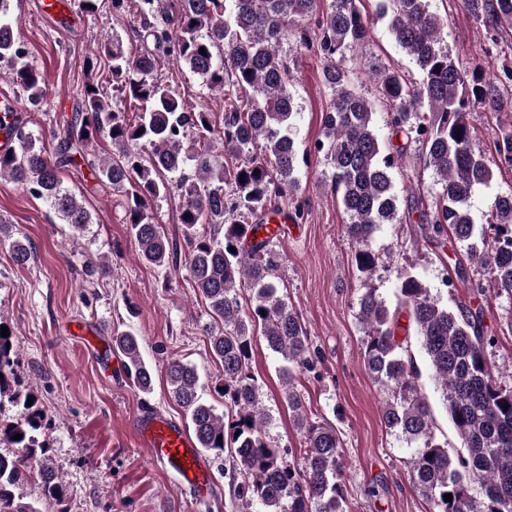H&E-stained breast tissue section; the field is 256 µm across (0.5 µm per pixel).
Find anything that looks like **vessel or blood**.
I'll list each match as a JSON object with an SVG mask.
<instances>
[{
  "label": "vessel or blood",
  "mask_w": 512,
  "mask_h": 512,
  "mask_svg": "<svg viewBox=\"0 0 512 512\" xmlns=\"http://www.w3.org/2000/svg\"><path fill=\"white\" fill-rule=\"evenodd\" d=\"M38 13L61 27L77 22L73 0H33ZM138 443L161 468L205 498L211 486V468L193 438L174 419L159 415H139L131 422Z\"/></svg>",
  "instance_id": "vessel-or-blood-1"
}]
</instances>
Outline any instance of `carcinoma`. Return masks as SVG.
Listing matches in <instances>:
<instances>
[{
  "label": "carcinoma",
  "mask_w": 512,
  "mask_h": 512,
  "mask_svg": "<svg viewBox=\"0 0 512 512\" xmlns=\"http://www.w3.org/2000/svg\"><path fill=\"white\" fill-rule=\"evenodd\" d=\"M10 2L0 0V62L10 65L27 101L38 107L46 99V86L25 61L23 42L9 18ZM461 2L491 33L512 27V0ZM110 5L119 15L133 12V32L142 49L131 55L115 36L97 53L110 63L113 90L137 102V111L114 108L92 81L94 89L84 91L82 102L52 134L57 141L53 153L14 124L16 146L0 153V177L44 199L65 223L81 230L92 223L91 214L62 187L56 170L78 165L99 138L119 147V159L90 164L92 176L126 198L124 223L141 258L174 270L185 263L214 321L208 336L222 369L216 386L227 412L220 414L203 400L196 367L172 360L166 369L171 397L183 409L198 447L216 459L229 454L243 476L239 496L249 504L260 502L267 512H349L335 426L309 419L297 394L288 392V408L304 437L303 463L292 462L291 452L267 441V421L250 370L256 334L288 362L283 375L314 366L299 314L271 280L279 255L268 240L247 238L255 228L248 218L260 219L284 196L294 203L295 218L304 215L296 172L309 165L310 154L299 152L298 106L288 90L293 75L281 44L292 36L322 61L323 82L333 98L323 118L324 139L315 150L334 169L332 189L349 216L344 233L355 244L360 273L369 274L377 264L371 243L378 228L403 223L394 174L412 148L413 159L434 168L441 184L432 211L419 218L421 235L439 246L451 233L465 246L469 261L487 274V284L473 285L479 295L488 287L512 295V191L490 202L494 235H476L469 201L492 173L472 146L467 116L476 107L493 112L512 107L506 89L512 58H503L495 74H469L442 47L444 21L429 10V0H389L382 17L419 68L421 81L414 84L389 68L377 71L379 95L391 109L386 126L405 140L385 153L374 105L348 88L344 67L369 35L357 0H330L325 9L320 0H110ZM169 57L184 62L206 88L224 91L221 124L210 122V113L185 103L175 87L159 80L158 67ZM189 130L194 140L186 146ZM218 145L224 149L220 164L211 158ZM494 145L499 159L511 166L512 131H502ZM170 193L184 201L179 215L183 252L169 242L153 214L154 201ZM397 297L392 312L365 282L359 316L365 329L364 367L388 394L384 426L412 446L413 485L433 504L432 512H512V387L497 382L486 358L494 338L484 333L483 309L440 304L410 272L401 274ZM404 312L416 327L464 453L449 452L433 431L430 408L416 384L418 371L397 340ZM9 342L0 335V398L14 400ZM112 348L124 356L134 385L150 393L152 373L138 338L117 333ZM44 427L41 413L26 405L15 423L0 430L16 446L12 455L0 454V512H40L15 496L31 469L39 471L45 496L63 499L64 485L49 448L37 438ZM17 434L21 439H13ZM449 493L453 499L444 500Z\"/></svg>",
  "instance_id": "cac0c4a2"
}]
</instances>
